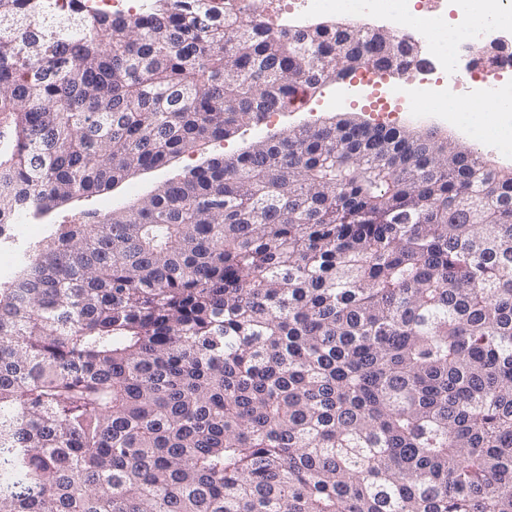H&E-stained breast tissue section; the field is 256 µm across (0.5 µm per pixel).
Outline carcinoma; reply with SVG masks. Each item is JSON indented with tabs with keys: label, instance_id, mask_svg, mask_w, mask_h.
Returning a JSON list of instances; mask_svg holds the SVG:
<instances>
[{
	"label": "carcinoma",
	"instance_id": "cac0c4a2",
	"mask_svg": "<svg viewBox=\"0 0 512 512\" xmlns=\"http://www.w3.org/2000/svg\"><path fill=\"white\" fill-rule=\"evenodd\" d=\"M73 2L0 0V220L419 64ZM0 512H512V169L333 117L69 225L0 289Z\"/></svg>",
	"mask_w": 512,
	"mask_h": 512
}]
</instances>
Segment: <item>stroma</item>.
Instances as JSON below:
<instances>
[{
	"label": "stroma",
	"instance_id": "stroma-1",
	"mask_svg": "<svg viewBox=\"0 0 512 512\" xmlns=\"http://www.w3.org/2000/svg\"><path fill=\"white\" fill-rule=\"evenodd\" d=\"M345 86L346 83L342 80L329 82L302 107L288 108L266 117L261 123L242 126L228 139L211 143L206 150L183 154L165 167L137 172L117 190L66 204L50 212L47 223L32 225L30 235L20 241L19 246L27 250L34 249L60 233L66 225L86 223L88 213L104 214L133 204L156 186L177 179L189 169L201 165L207 156L237 153L256 141L279 135L289 128L346 112L375 123L382 121L381 113L342 100L340 92ZM393 112L391 122L394 126L422 134L436 132L440 138L477 150L492 167H512V154L502 153L496 147L497 135L491 134L482 140L475 139L465 128L449 124L445 113L430 111L421 101L414 100L409 105L396 106Z\"/></svg>",
	"mask_w": 512,
	"mask_h": 512
}]
</instances>
